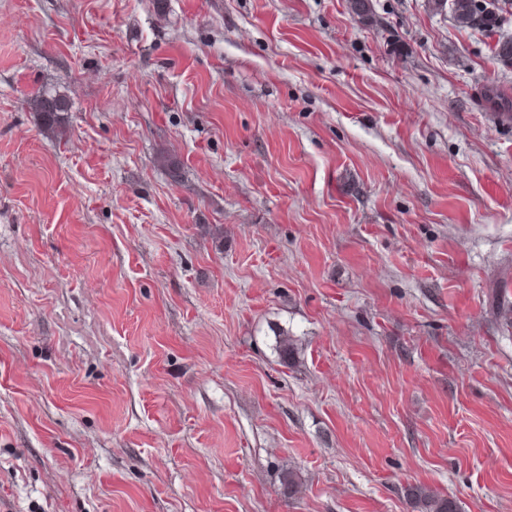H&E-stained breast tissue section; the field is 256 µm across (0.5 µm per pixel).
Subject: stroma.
Returning <instances> with one entry per match:
<instances>
[{"instance_id":"stroma-1","label":"stroma","mask_w":512,"mask_h":512,"mask_svg":"<svg viewBox=\"0 0 512 512\" xmlns=\"http://www.w3.org/2000/svg\"><path fill=\"white\" fill-rule=\"evenodd\" d=\"M372 4L0 0V512H512V70ZM27 104L37 113L41 126L47 131L62 134L65 129L69 102L64 95L38 91L32 95ZM406 496L417 512H459L455 501L424 485H409Z\"/></svg>"}]
</instances>
